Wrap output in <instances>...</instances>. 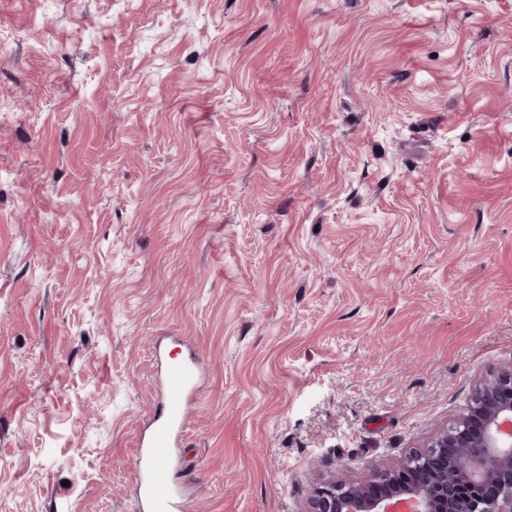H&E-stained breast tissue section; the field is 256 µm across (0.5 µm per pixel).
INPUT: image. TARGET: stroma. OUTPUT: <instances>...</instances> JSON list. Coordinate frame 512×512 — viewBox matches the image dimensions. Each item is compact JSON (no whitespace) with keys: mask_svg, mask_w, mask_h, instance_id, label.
<instances>
[{"mask_svg":"<svg viewBox=\"0 0 512 512\" xmlns=\"http://www.w3.org/2000/svg\"><path fill=\"white\" fill-rule=\"evenodd\" d=\"M161 349L187 512H305L511 365L512 0H0V512H138Z\"/></svg>","mask_w":512,"mask_h":512,"instance_id":"35a3bbf8","label":"stroma"}]
</instances>
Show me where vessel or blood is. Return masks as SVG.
Segmentation results:
<instances>
[{
    "instance_id": "obj_1",
    "label": "vessel or blood",
    "mask_w": 512,
    "mask_h": 512,
    "mask_svg": "<svg viewBox=\"0 0 512 512\" xmlns=\"http://www.w3.org/2000/svg\"><path fill=\"white\" fill-rule=\"evenodd\" d=\"M204 365L195 355L168 360L154 417L138 438L137 484L142 512H181L174 499L171 455L180 432L189 421Z\"/></svg>"
}]
</instances>
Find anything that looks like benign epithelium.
<instances>
[{
    "label": "benign epithelium",
    "instance_id": "obj_1",
    "mask_svg": "<svg viewBox=\"0 0 512 512\" xmlns=\"http://www.w3.org/2000/svg\"><path fill=\"white\" fill-rule=\"evenodd\" d=\"M474 488L460 495L462 486ZM306 512H512V366L479 380L453 424L368 480L313 484Z\"/></svg>",
    "mask_w": 512,
    "mask_h": 512
}]
</instances>
